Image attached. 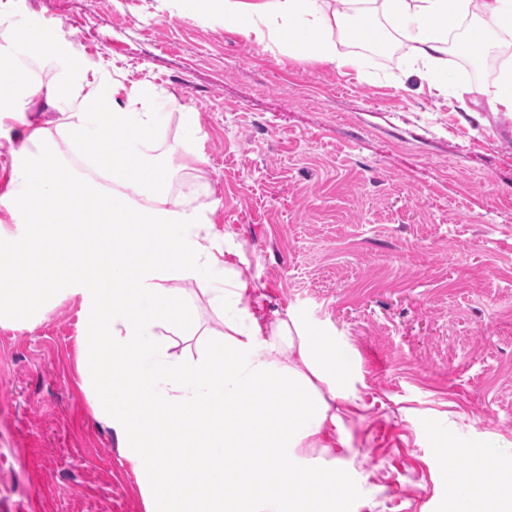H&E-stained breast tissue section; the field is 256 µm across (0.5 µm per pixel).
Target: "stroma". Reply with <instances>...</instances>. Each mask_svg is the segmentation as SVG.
<instances>
[{
    "mask_svg": "<svg viewBox=\"0 0 512 512\" xmlns=\"http://www.w3.org/2000/svg\"><path fill=\"white\" fill-rule=\"evenodd\" d=\"M0 34L151 84L169 114L172 191L211 193L226 249L266 321L292 314L360 409L336 455L348 485L325 512H455L449 469L495 466L478 512L512 501V141L485 106L412 76V47L336 69L226 29L216 0H5ZM193 113L188 134L183 113ZM87 322L60 299L31 327L0 325V512H145L79 370Z\"/></svg>",
    "mask_w": 512,
    "mask_h": 512,
    "instance_id": "1",
    "label": "stroma"
}]
</instances>
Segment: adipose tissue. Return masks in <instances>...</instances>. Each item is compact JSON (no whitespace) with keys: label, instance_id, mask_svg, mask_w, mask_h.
I'll return each instance as SVG.
<instances>
[{"label":"adipose tissue","instance_id":"1","mask_svg":"<svg viewBox=\"0 0 512 512\" xmlns=\"http://www.w3.org/2000/svg\"><path fill=\"white\" fill-rule=\"evenodd\" d=\"M324 2L223 0L224 26L342 69L357 61L338 50L336 35L359 38L383 22L414 42L413 71L439 94L448 89V50L482 58L512 41V0H383L352 14ZM269 17L277 28L262 27ZM465 18L464 37L449 46V29ZM11 79L1 63L0 116L22 117L24 99L39 97L57 117L53 127L28 128L24 161L12 169L18 216L46 230L24 248L0 240V322L27 321L35 300L81 296L83 372L146 512H321L326 491L347 481L327 436L349 413L337 378L349 354L317 358L294 317L261 323L249 307L254 285L231 259L200 247L215 226L171 196V167L152 160L167 114L152 109L150 85H126L83 59L19 96L4 92ZM106 143L109 194L65 163L67 153ZM202 298L224 316L220 362L206 349L194 359L176 352ZM106 310L104 344L94 321ZM252 454L266 460L264 483L246 479Z\"/></svg>","mask_w":512,"mask_h":512}]
</instances>
